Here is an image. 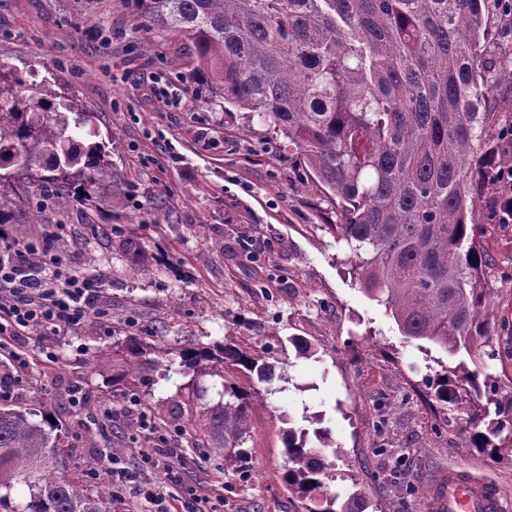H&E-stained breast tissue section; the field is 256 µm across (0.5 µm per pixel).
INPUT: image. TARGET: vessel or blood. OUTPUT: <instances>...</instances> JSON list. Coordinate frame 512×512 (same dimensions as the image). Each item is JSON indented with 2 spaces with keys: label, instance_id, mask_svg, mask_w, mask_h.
<instances>
[{
  "label": "vessel or blood",
  "instance_id": "vessel-or-blood-1",
  "mask_svg": "<svg viewBox=\"0 0 512 512\" xmlns=\"http://www.w3.org/2000/svg\"><path fill=\"white\" fill-rule=\"evenodd\" d=\"M438 507L440 512H503L499 488L465 471L449 472Z\"/></svg>",
  "mask_w": 512,
  "mask_h": 512
}]
</instances>
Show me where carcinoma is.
<instances>
[{
  "instance_id": "1",
  "label": "carcinoma",
  "mask_w": 512,
  "mask_h": 512,
  "mask_svg": "<svg viewBox=\"0 0 512 512\" xmlns=\"http://www.w3.org/2000/svg\"><path fill=\"white\" fill-rule=\"evenodd\" d=\"M487 0H140L141 27L182 33L194 45V80L208 105L235 109L266 133L283 137L318 180L338 216L346 265L401 333L469 360L436 361V398L463 413L464 431L491 459L512 458V396L499 398L502 376L474 351L500 356L486 279L494 259L476 222L483 190L496 183L503 134L512 113L497 112V79L512 59L491 49ZM16 73L0 72V226L27 199L31 223L48 205L120 201L127 185L96 141L93 116L70 123L59 104L25 97ZM220 379L218 400L203 387L193 426L224 462L240 460L259 394L230 380L256 377L275 392L274 368L248 350L224 345L187 349L178 372ZM485 398L484 415L470 413ZM494 410H489V406ZM284 433L288 487L325 507L310 512H367L359 491L331 492L343 451L322 419ZM56 425L0 405V512H111L98 491L69 478ZM23 484L29 499L11 501Z\"/></svg>"
}]
</instances>
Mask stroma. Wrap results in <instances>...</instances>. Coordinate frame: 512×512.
<instances>
[{
	"instance_id": "stroma-1",
	"label": "stroma",
	"mask_w": 512,
	"mask_h": 512,
	"mask_svg": "<svg viewBox=\"0 0 512 512\" xmlns=\"http://www.w3.org/2000/svg\"><path fill=\"white\" fill-rule=\"evenodd\" d=\"M138 13V0H0V69L34 71L36 95L73 102L69 119L93 113L128 188L119 204H74L40 224L21 209L7 225V237L26 239L63 223L60 255L106 274L100 302L112 312L107 328L30 330L29 351L57 358L17 385L8 405L51 415L69 475L82 481L99 471L92 487L105 494L110 452L136 468L143 487L182 497L192 486H223L212 512H307L310 501L283 479V438L309 411L344 451L336 488L360 487L383 512H432L452 470L497 484L512 502V461L478 452L455 412L424 410L425 359L445 353L419 351L351 278L348 246L330 229L337 218L299 156L260 122L205 105L192 43L137 29ZM163 90L183 106L167 105ZM482 243L498 260L491 304L512 326V224L495 225ZM293 336L311 343L312 358L298 357ZM134 342L141 353L131 351ZM225 343L258 352L279 376L275 394L253 406L248 461L232 467L198 445L191 375L165 372L184 349ZM104 349L113 371L93 365ZM129 361L136 375L116 377ZM75 385L86 392L79 407L69 400ZM410 386L420 400L402 399ZM133 394L139 406L125 411ZM107 408L116 411L109 425ZM143 415L173 435L178 470L140 467L141 450L152 445ZM401 454L409 466L398 476Z\"/></svg>"
}]
</instances>
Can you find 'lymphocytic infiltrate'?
Here are the masks:
<instances>
[{
    "label": "lymphocytic infiltrate",
    "instance_id": "1",
    "mask_svg": "<svg viewBox=\"0 0 512 512\" xmlns=\"http://www.w3.org/2000/svg\"><path fill=\"white\" fill-rule=\"evenodd\" d=\"M63 230L57 224L31 239L0 241V351L8 353L19 375L31 365L19 345L30 329L58 331L112 321L110 310L98 301L94 281L59 256L56 242Z\"/></svg>",
    "mask_w": 512,
    "mask_h": 512
}]
</instances>
